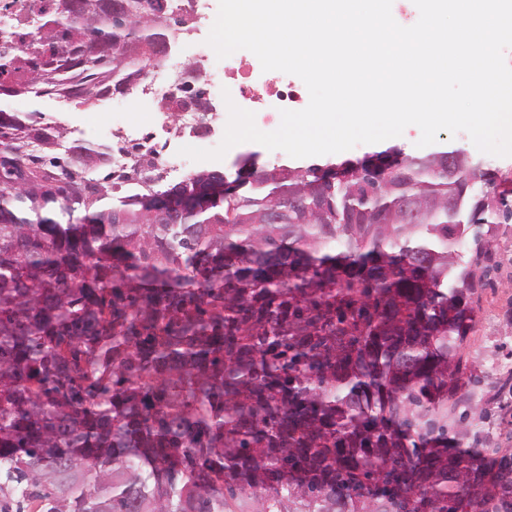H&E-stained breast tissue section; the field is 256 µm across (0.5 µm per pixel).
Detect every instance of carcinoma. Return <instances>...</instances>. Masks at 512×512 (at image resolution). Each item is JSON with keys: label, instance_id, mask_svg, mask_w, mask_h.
I'll return each mask as SVG.
<instances>
[{"label": "carcinoma", "instance_id": "cac0c4a2", "mask_svg": "<svg viewBox=\"0 0 512 512\" xmlns=\"http://www.w3.org/2000/svg\"><path fill=\"white\" fill-rule=\"evenodd\" d=\"M187 22L55 0L0 97L128 93ZM180 104L210 103L186 87ZM0 109V512H512V368L457 386L508 194L463 148L247 169L172 221L108 143ZM394 168L365 174L374 159ZM462 169L445 173L448 159ZM456 200L448 208V199ZM473 439L466 448L450 440Z\"/></svg>", "mask_w": 512, "mask_h": 512}]
</instances>
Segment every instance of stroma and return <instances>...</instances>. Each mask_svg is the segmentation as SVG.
Returning a JSON list of instances; mask_svg holds the SVG:
<instances>
[{"mask_svg": "<svg viewBox=\"0 0 512 512\" xmlns=\"http://www.w3.org/2000/svg\"><path fill=\"white\" fill-rule=\"evenodd\" d=\"M217 10L218 0H203L201 15L194 29L178 35L168 56L172 62L195 59L205 74L204 89L213 110L205 115L212 128L211 133L208 138L197 142L203 149L216 148L222 141L226 123L222 98L224 71L237 62L233 55L217 59L214 50L206 43ZM157 107L155 100L135 92L116 94L88 105L55 95L0 101V108L8 111L42 112L45 122L64 126L71 140L85 137L92 131L103 134L126 126L137 127L145 133L160 131L162 126L172 124L173 119L159 113ZM493 259L498 264L497 269L490 273L494 286L482 295L465 349L469 363L474 365L477 375L486 385L500 376L506 362L505 353L512 349V221L500 225Z\"/></svg>", "mask_w": 512, "mask_h": 512, "instance_id": "stroma-1", "label": "stroma"}]
</instances>
